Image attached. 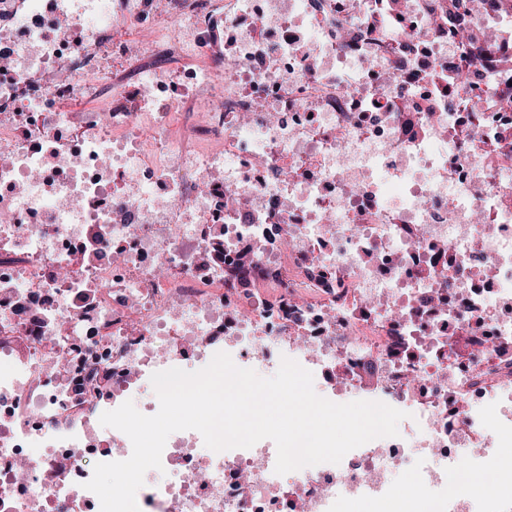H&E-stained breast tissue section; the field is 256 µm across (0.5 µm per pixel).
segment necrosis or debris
Listing matches in <instances>:
<instances>
[{
	"label": "necrosis or debris",
	"instance_id": "necrosis-or-debris-1",
	"mask_svg": "<svg viewBox=\"0 0 512 512\" xmlns=\"http://www.w3.org/2000/svg\"><path fill=\"white\" fill-rule=\"evenodd\" d=\"M440 2L0 0V512H100L85 482L132 453L102 413L210 361L217 332L239 367L287 357L331 402L404 411L399 434L280 475L272 440L178 431L140 512H357L404 488L469 512L451 481L512 427V81L440 32ZM119 14L211 58L181 79L223 150L170 137L157 73L63 111L130 56Z\"/></svg>",
	"mask_w": 512,
	"mask_h": 512
}]
</instances>
